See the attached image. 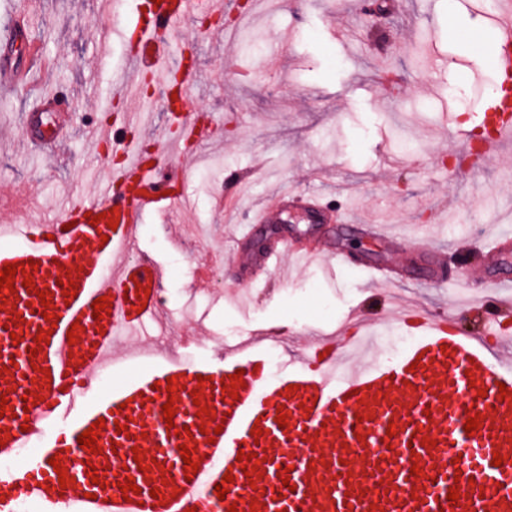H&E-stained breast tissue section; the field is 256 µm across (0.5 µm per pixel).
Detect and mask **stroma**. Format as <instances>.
Wrapping results in <instances>:
<instances>
[{
  "mask_svg": "<svg viewBox=\"0 0 512 512\" xmlns=\"http://www.w3.org/2000/svg\"><path fill=\"white\" fill-rule=\"evenodd\" d=\"M142 0H38L17 54L34 64L27 88L0 90V217L23 239L31 219H53L88 195L93 173L112 157H89L86 134L101 104L113 115L114 80L134 68L124 39ZM234 0L221 33L200 19L179 25L195 45L190 119L215 126L195 144L201 159L183 186L187 204L144 215L135 252L165 272L164 315L147 320L133 346L188 359L223 351L239 337L284 330L310 337L345 323L350 312L380 321L381 332L410 335L382 314L387 294L426 310L447 304L462 334L512 358V320L499 336L469 298L512 280V246L489 256L483 243L503 222L502 192L512 158L500 155L449 176L462 132L485 111L501 76L491 59L497 30L481 0H393L375 15V0L358 14L346 0ZM21 0H0V54ZM388 68L394 89L375 73ZM69 101V135L54 147L31 137L29 117L43 87ZM289 186L329 204L341 219L311 224L305 211L285 210L287 236L348 256L289 264L288 284L271 273L248 296L241 268L226 261L250 223L249 201L268 206ZM367 224L395 238L375 241ZM391 264L399 283L384 288L363 272ZM192 336L197 346L184 344Z\"/></svg>",
  "mask_w": 512,
  "mask_h": 512,
  "instance_id": "35a3bbf8",
  "label": "stroma"
}]
</instances>
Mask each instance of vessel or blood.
I'll use <instances>...</instances> for the list:
<instances>
[{
  "instance_id": "b4317fda",
  "label": "vessel or blood",
  "mask_w": 512,
  "mask_h": 512,
  "mask_svg": "<svg viewBox=\"0 0 512 512\" xmlns=\"http://www.w3.org/2000/svg\"><path fill=\"white\" fill-rule=\"evenodd\" d=\"M133 55L141 62L170 52L176 24L199 14L227 11L226 0H144ZM492 55L497 71L512 75V12L503 11ZM39 112L53 120L52 139L66 126L57 91L43 94ZM484 137L474 163L512 147V91L497 90L485 112L474 118ZM207 129L182 123L177 136L161 134L148 158L140 142L111 125L95 126L93 144L108 143L121 158L106 169L91 195L69 202L59 218L32 224L25 240H13L12 226L0 225V266L34 262L35 288L23 287L15 275V292L0 307V458L14 456L41 438L45 422L66 425L43 448L14 469L0 472V512H15L29 497L48 512H512V366L489 358L449 323L447 310H399L402 323L416 332L402 355L348 372L349 355L362 351L374 332L359 313L349 324L353 335L316 337L302 350L284 355L278 376H270L266 357L283 338L256 333L225 346L218 358L182 364L151 361L149 354L130 355L141 368L94 402L85 396L98 369L119 337L134 333L161 307L164 272L153 260L131 256L135 225L147 213L164 214L183 205L179 178L164 163L186 156L187 143L207 136ZM98 216L89 224L88 215ZM117 228H109V219ZM294 245L281 241L258 256H243L245 267L269 273ZM112 263L104 275L101 260ZM75 281L76 295L66 298L58 282ZM147 290L138 298L137 289ZM494 283L490 294L476 296L475 309L489 326L512 317V297ZM51 295L42 306L38 292ZM106 298L101 320L92 307ZM80 324L75 342L67 333ZM49 331L43 351L31 355L39 330ZM242 372L243 387L229 396L230 377ZM176 379L175 394L155 389V382ZM40 395L26 407L25 394ZM173 402V424L162 407ZM207 414H199V407ZM288 423L279 427L277 413ZM481 427L467 435V419ZM97 452L81 448L78 438L96 421ZM261 426V437L252 429ZM394 436H387V429ZM432 439L424 446L422 438ZM192 450L196 474H187L181 446ZM251 454L248 464L238 453ZM61 455L72 482L60 486L49 460ZM503 455L494 466V455ZM421 474H412V466ZM97 478H90V470ZM289 482H282L281 472ZM234 480L224 483L225 473ZM134 478L138 501L125 502L119 481ZM469 485L458 501L447 495L456 481ZM226 484L218 498L215 487ZM158 496H151V489Z\"/></svg>"
}]
</instances>
